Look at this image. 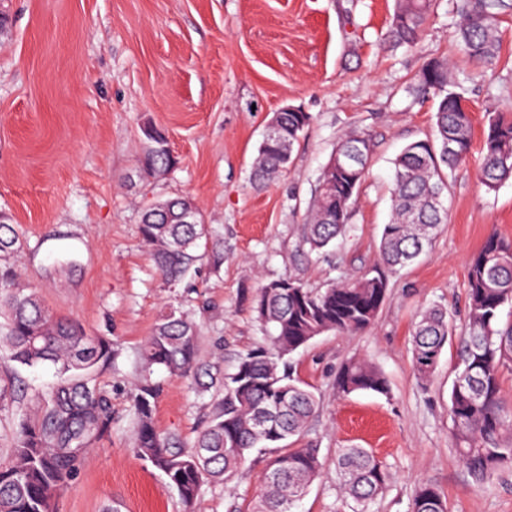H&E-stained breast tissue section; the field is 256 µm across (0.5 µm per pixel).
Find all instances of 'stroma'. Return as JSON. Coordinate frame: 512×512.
Segmentation results:
<instances>
[{
	"instance_id": "stroma-1",
	"label": "stroma",
	"mask_w": 512,
	"mask_h": 512,
	"mask_svg": "<svg viewBox=\"0 0 512 512\" xmlns=\"http://www.w3.org/2000/svg\"><path fill=\"white\" fill-rule=\"evenodd\" d=\"M454 0H438L421 41L383 42L395 0H0V209L22 242L17 268L49 311L108 336L120 356L98 376L112 394V429L86 448L56 512H250L268 455L252 452L227 483H207L193 509L132 449L128 395L140 347L167 305L199 329L201 355L233 372L265 341L250 298L288 275L306 287L358 277L377 261L391 209V168L410 142L429 136L432 98L408 88L424 62H454L472 113L474 146L449 179L448 222L430 250L390 274L374 325L325 333L294 353V377L321 397L302 441L319 448V477L294 512H351L339 492L336 451L369 450L395 481L372 512H410L418 481L435 485L447 512H512V469L473 479L449 435L448 396L458 361L444 349L428 385L415 376L411 332L430 303L468 321L470 259L489 235L512 240V180L486 191L479 179L487 114L512 109V10L501 18L500 61L482 70L456 45ZM293 106L311 122L287 172L262 189L251 164L275 112ZM164 130L175 159L160 178L140 167L141 129ZM358 130L372 159L348 227L325 254L304 242V217L339 140ZM187 196L221 262L203 260L167 283L140 239L142 208ZM364 358L390 393L338 395L336 373ZM156 426L192 442L213 410L210 394L158 370Z\"/></svg>"
}]
</instances>
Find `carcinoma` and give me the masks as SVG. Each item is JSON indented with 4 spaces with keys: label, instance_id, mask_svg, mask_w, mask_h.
<instances>
[{
    "label": "carcinoma",
    "instance_id": "1",
    "mask_svg": "<svg viewBox=\"0 0 512 512\" xmlns=\"http://www.w3.org/2000/svg\"><path fill=\"white\" fill-rule=\"evenodd\" d=\"M435 0H396L388 31L394 47L415 44ZM512 0H456L458 40L464 52L486 66L498 62L500 18ZM418 85L436 100L435 136L406 145L393 161L390 222L384 225L375 267L360 277L311 289L284 276L271 280L251 297L257 320L268 330L266 345L238 358L224 375L220 362L200 356L196 323L175 306L167 308L140 349L141 371L130 393L133 448L159 471L187 510H192L205 482L224 483L251 451L271 450L265 486L252 512H292L319 476L320 450L287 443L301 436L320 404L316 394L293 377L288 356L327 333L354 334L370 328L384 305L388 274L411 263L447 223L442 197L452 172L467 159L473 140L471 113L460 108L448 60L431 58L421 67ZM311 116L275 113V138L264 137L252 164L254 182L263 186L286 172L293 145ZM141 165L152 176L174 164L166 134L151 125L142 130ZM369 135L350 131L338 141L318 180L305 221V243L319 252L346 230L349 208L366 172ZM480 180L487 191L512 179V116L488 115L482 137ZM196 223L187 224L186 212ZM140 235L159 272L168 281L184 278L204 258L224 259L223 244L206 237L205 224L192 199L176 197L147 205ZM21 243L12 220L0 223V357L21 367L54 366L57 380L40 399L36 413L20 409L27 394L0 388V411L13 409L14 461L0 467V512H54L57 491L71 477L82 450L112 428V399L97 375L112 366L118 347L112 339L89 336L74 321L56 317L35 289L17 272ZM468 324L458 337L459 361L449 394L450 436L462 463L484 480L512 467V408L501 393L500 373L512 365V323H501L502 308L512 306V241L489 236L468 267ZM413 361L421 384L433 377L440 355L453 336L447 308L433 304L417 316L412 329ZM159 368L171 377L216 389L207 425L185 445L174 433L155 425L161 392L152 379ZM389 394L383 373L365 359L344 364L336 392ZM340 492L355 503L352 512L371 505L394 481L389 468L365 448H341L336 454ZM411 512H446L441 492L420 482Z\"/></svg>",
    "mask_w": 512,
    "mask_h": 512
}]
</instances>
